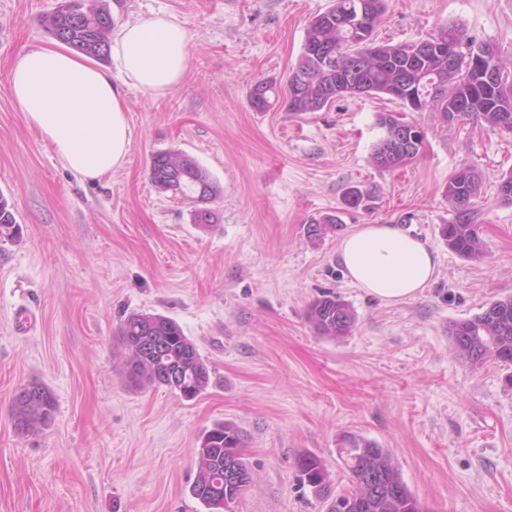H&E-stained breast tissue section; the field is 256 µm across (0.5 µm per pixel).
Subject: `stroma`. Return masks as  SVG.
<instances>
[{
	"label": "stroma",
	"instance_id": "1",
	"mask_svg": "<svg viewBox=\"0 0 512 512\" xmlns=\"http://www.w3.org/2000/svg\"><path fill=\"white\" fill-rule=\"evenodd\" d=\"M58 2L0 0V194L22 227L0 240V512H206L191 493L196 450L224 421L243 431L252 474L234 512H323L297 460L317 456L335 491L351 489L336 451L345 432L388 451L425 512H512V370H471L448 341L451 322L512 295V204L498 195L512 134L404 112L424 145L383 170L371 154L379 113L401 110L390 96L302 113L249 103L257 80L285 84L309 22L333 0H105L117 26L175 14L189 67L166 96L126 88L127 162L89 180L28 126L8 82L23 51L53 44L40 19ZM451 24L512 69V0H387L374 37L416 41ZM165 151L192 156L218 185L213 223L154 187L151 158ZM465 163L481 180L480 262L440 235L453 218L444 187ZM353 187L366 207L345 208ZM327 214L341 227L309 241L307 224ZM362 224L425 240L440 257L436 281L398 305L350 285L336 249ZM328 291L357 316L339 341L305 318ZM136 312L175 320L196 344L210 374L196 398L127 386L118 331ZM34 381L57 410L21 435L11 401Z\"/></svg>",
	"mask_w": 512,
	"mask_h": 512
}]
</instances>
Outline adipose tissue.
<instances>
[{"label":"adipose tissue","mask_w":512,"mask_h":512,"mask_svg":"<svg viewBox=\"0 0 512 512\" xmlns=\"http://www.w3.org/2000/svg\"><path fill=\"white\" fill-rule=\"evenodd\" d=\"M188 42L176 15L141 14L113 32L111 66L61 42L36 47L12 65L10 91L63 166L96 179L120 170L131 149L125 86L169 94L188 70ZM336 255L350 284L385 304L413 299L438 273L436 253L397 224L360 226L340 240Z\"/></svg>","instance_id":"1"}]
</instances>
